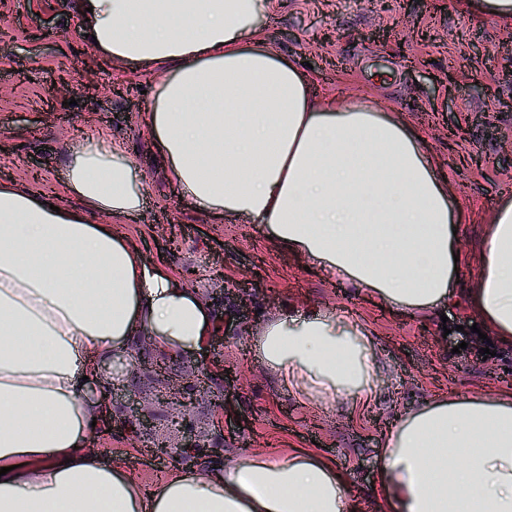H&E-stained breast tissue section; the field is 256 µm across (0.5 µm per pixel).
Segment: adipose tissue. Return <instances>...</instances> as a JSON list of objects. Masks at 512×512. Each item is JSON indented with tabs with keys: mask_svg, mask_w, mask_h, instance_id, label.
Returning a JSON list of instances; mask_svg holds the SVG:
<instances>
[{
	"mask_svg": "<svg viewBox=\"0 0 512 512\" xmlns=\"http://www.w3.org/2000/svg\"><path fill=\"white\" fill-rule=\"evenodd\" d=\"M263 2L77 5L90 11L80 28L95 53L160 69L147 135L201 213L261 225L277 247L397 313L436 316L465 285L484 334L512 344V202L497 208L477 260L458 257L448 187L421 136L364 104L316 100L256 27ZM66 192L74 204L54 211L0 184V512H351L345 475L310 452L247 451L146 490L88 451L111 414L101 365L132 360L145 332L157 352L199 350L217 322L197 289L93 221L141 205L118 146L80 141ZM254 346L303 394L361 402L377 390L369 341L341 319L283 314ZM378 492L387 512H512V396L403 413Z\"/></svg>",
	"mask_w": 512,
	"mask_h": 512,
	"instance_id": "1",
	"label": "adipose tissue"
}]
</instances>
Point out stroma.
Masks as SVG:
<instances>
[{"instance_id":"stroma-1","label":"stroma","mask_w":512,"mask_h":512,"mask_svg":"<svg viewBox=\"0 0 512 512\" xmlns=\"http://www.w3.org/2000/svg\"><path fill=\"white\" fill-rule=\"evenodd\" d=\"M76 0H0V182L27 187L32 176L64 190L66 153L82 136L120 144L142 195L139 210L116 224L146 262L164 261L230 329L177 364L191 377L223 362L213 389L224 409L201 395L190 416L202 440L189 463L249 448L277 456L299 448L343 471L356 512H382L372 493L388 432L404 411L441 396L512 393V347L482 357L471 332L476 316L447 307V326L390 311L348 286L330 287L280 251L261 225L212 220L181 194L161 168L142 126L150 75L123 62L100 65L83 41ZM275 50L307 63L316 96L361 102L393 113L418 132L448 183L461 252L478 251L496 207L512 201V25L461 11L455 0H275L257 20ZM68 76L72 93L57 81ZM466 130L449 136V123ZM177 234L169 245L168 234ZM316 309L367 331L379 392L366 407L318 401L288 387L258 358L253 337L281 312ZM461 353H453V346ZM166 380L128 365L112 378V428L90 445L105 449L137 484H158L176 462L150 457L134 434L135 413L150 415L157 435L179 443L160 399Z\"/></svg>"}]
</instances>
